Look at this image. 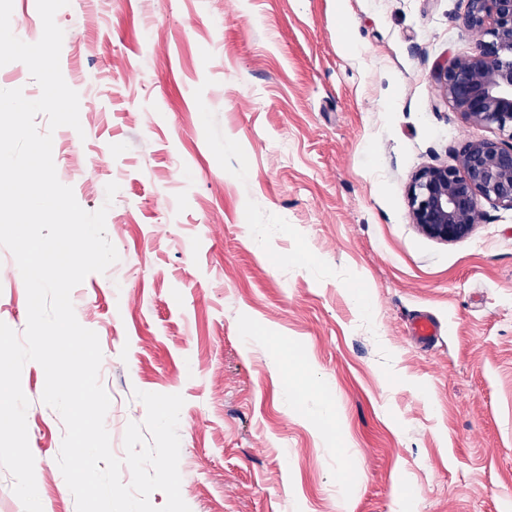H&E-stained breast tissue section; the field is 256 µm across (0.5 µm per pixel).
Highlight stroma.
I'll list each match as a JSON object with an SVG mask.
<instances>
[{"mask_svg": "<svg viewBox=\"0 0 512 512\" xmlns=\"http://www.w3.org/2000/svg\"><path fill=\"white\" fill-rule=\"evenodd\" d=\"M465 5L70 0L56 13L81 123L53 135L57 177L83 209L107 207L119 253L73 289L75 315L103 352L115 456L146 417L135 390L183 396L191 512H512V209L482 204L447 243L408 203L418 170L504 137L433 78L472 47ZM420 312L440 326L426 345L408 334ZM0 322H27L3 247ZM272 336L309 375L275 366ZM44 384L26 363L36 485L44 512H76Z\"/></svg>", "mask_w": 512, "mask_h": 512, "instance_id": "stroma-1", "label": "stroma"}]
</instances>
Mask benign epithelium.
Segmentation results:
<instances>
[{"label":"benign epithelium","instance_id":"7a95c632","mask_svg":"<svg viewBox=\"0 0 512 512\" xmlns=\"http://www.w3.org/2000/svg\"><path fill=\"white\" fill-rule=\"evenodd\" d=\"M459 26L478 35L472 50L435 67L442 93L471 123L495 125L506 140L472 139L456 164L434 165L412 178V223L443 242L471 234L487 202L512 208V0H466Z\"/></svg>","mask_w":512,"mask_h":512}]
</instances>
